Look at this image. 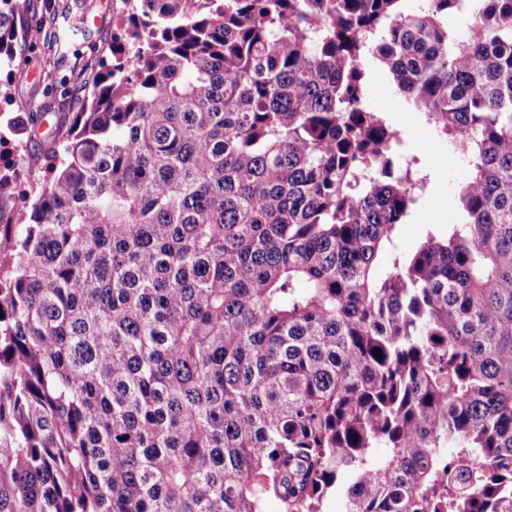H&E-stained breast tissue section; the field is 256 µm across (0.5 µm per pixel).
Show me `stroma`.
Here are the masks:
<instances>
[{"instance_id": "obj_1", "label": "stroma", "mask_w": 512, "mask_h": 512, "mask_svg": "<svg viewBox=\"0 0 512 512\" xmlns=\"http://www.w3.org/2000/svg\"><path fill=\"white\" fill-rule=\"evenodd\" d=\"M63 8L69 16L59 20L57 39L22 51L21 64L29 77L16 86L11 102H0L1 112L14 116L80 111L91 90L90 77L110 63L116 23L112 0H30L29 12L46 19ZM365 103L370 110L384 113L402 132L409 153L417 157L427 176L416 218L398 230L396 243L406 249L422 240L428 230L439 232L458 221L457 189L465 170L456 156L444 154L437 142L420 136L418 116L409 111L386 70L372 67ZM42 153L41 141L11 133L0 137V165L14 168L18 189H26L40 177V166L30 164L29 158Z\"/></svg>"}]
</instances>
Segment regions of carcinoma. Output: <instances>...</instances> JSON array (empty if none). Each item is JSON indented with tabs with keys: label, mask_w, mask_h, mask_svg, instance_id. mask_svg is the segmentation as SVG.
I'll use <instances>...</instances> for the list:
<instances>
[{
	"label": "carcinoma",
	"mask_w": 512,
	"mask_h": 512,
	"mask_svg": "<svg viewBox=\"0 0 512 512\" xmlns=\"http://www.w3.org/2000/svg\"><path fill=\"white\" fill-rule=\"evenodd\" d=\"M405 2L123 0L81 111L12 122L54 117L0 205V512H512V0ZM43 35L0 0V63ZM375 62L467 163L409 250Z\"/></svg>",
	"instance_id": "obj_1"
}]
</instances>
